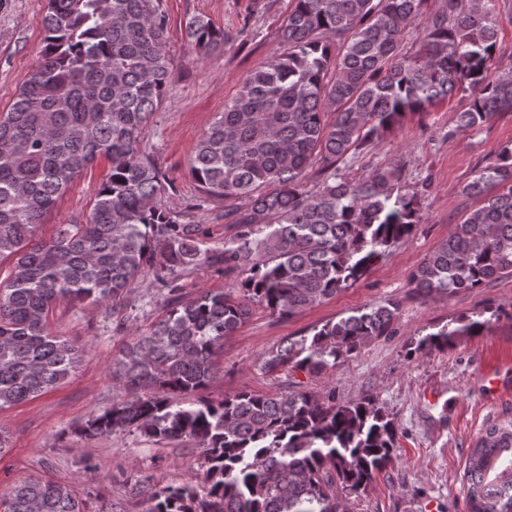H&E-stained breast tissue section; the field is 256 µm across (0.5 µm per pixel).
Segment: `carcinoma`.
I'll use <instances>...</instances> for the list:
<instances>
[{"mask_svg":"<svg viewBox=\"0 0 512 512\" xmlns=\"http://www.w3.org/2000/svg\"><path fill=\"white\" fill-rule=\"evenodd\" d=\"M282 54L252 71L198 141L189 174L238 232L202 248L200 224L162 204L172 181L139 146L162 103L173 64L165 16L153 0H47L39 24L43 62L0 113V409L32 400L75 369L83 349L48 323L60 301L104 305L151 274L168 311L136 333L115 360L131 398L77 429L88 438L120 431L202 448L206 487L133 486L147 512H343L336 488L367 489L392 461L396 429L373 398L338 403L304 391L205 395L214 356L259 304L291 317L352 286L422 220L420 199L400 190L401 172L376 168L351 179L348 156L371 149L408 115L456 93L466 131L512 112V70H496L498 0H294ZM423 21L419 49L403 52L407 26ZM200 48L224 31L195 16ZM340 38L332 51L327 40ZM109 177L82 224L50 241L37 230L68 185L97 158ZM316 161L326 177L307 183ZM464 193L481 204L410 275L425 296H450L512 277V146L479 170ZM215 267L242 278L229 292L180 294L187 272ZM399 302L376 304L288 339L263 370L322 372L393 331ZM426 334L416 350H443L488 321L466 317ZM469 512H512V421L493 424L470 449ZM3 512H85L64 484L23 480L3 494Z\"/></svg>","mask_w":512,"mask_h":512,"instance_id":"cac0c4a2","label":"carcinoma"}]
</instances>
